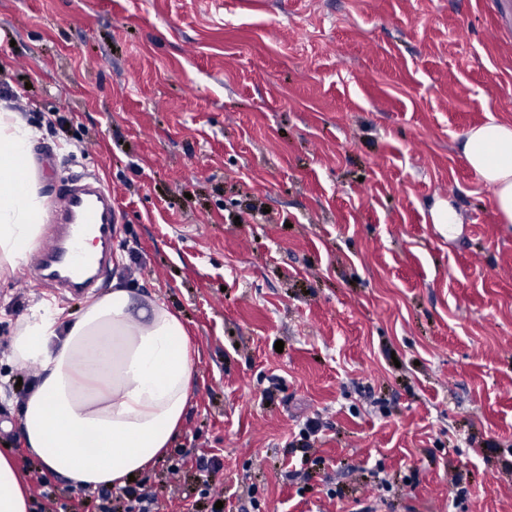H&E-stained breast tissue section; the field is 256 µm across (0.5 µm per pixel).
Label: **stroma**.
Listing matches in <instances>:
<instances>
[{
  "instance_id": "1",
  "label": "stroma",
  "mask_w": 512,
  "mask_h": 512,
  "mask_svg": "<svg viewBox=\"0 0 512 512\" xmlns=\"http://www.w3.org/2000/svg\"><path fill=\"white\" fill-rule=\"evenodd\" d=\"M0 100L47 125L48 197L92 176L122 214L95 295L134 285L193 340L185 464L138 477L160 512H351L381 475L385 512H512V224L460 148L512 123V0H0ZM18 281L0 353L86 302ZM19 372L0 452L35 496Z\"/></svg>"
}]
</instances>
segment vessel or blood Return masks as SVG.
I'll return each mask as SVG.
<instances>
[{
	"mask_svg": "<svg viewBox=\"0 0 512 512\" xmlns=\"http://www.w3.org/2000/svg\"><path fill=\"white\" fill-rule=\"evenodd\" d=\"M58 215L44 248L32 258L24 282L55 283L78 294L101 279L118 234L119 216L111 195L97 181L80 187L61 182ZM89 233L99 246L93 253L83 247Z\"/></svg>",
	"mask_w": 512,
	"mask_h": 512,
	"instance_id": "b4317fda",
	"label": "vessel or blood"
}]
</instances>
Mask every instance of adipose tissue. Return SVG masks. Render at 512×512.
Returning <instances> with one entry per match:
<instances>
[{
  "mask_svg": "<svg viewBox=\"0 0 512 512\" xmlns=\"http://www.w3.org/2000/svg\"><path fill=\"white\" fill-rule=\"evenodd\" d=\"M42 132L0 103V274L15 272L42 234L49 201L33 171ZM469 166L512 223V124L473 127ZM191 339L163 302L113 282L76 318L44 301L16 325L9 364H35L22 404L23 439L48 473L74 489L120 488L170 448L194 384ZM30 505L11 459L0 454V512Z\"/></svg>",
  "mask_w": 512,
  "mask_h": 512,
  "instance_id": "obj_1",
  "label": "adipose tissue"
}]
</instances>
